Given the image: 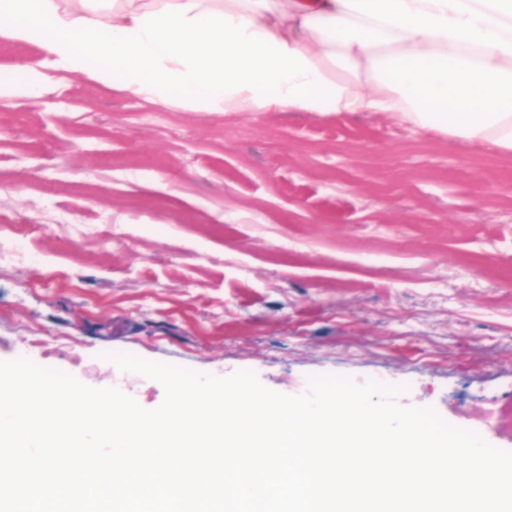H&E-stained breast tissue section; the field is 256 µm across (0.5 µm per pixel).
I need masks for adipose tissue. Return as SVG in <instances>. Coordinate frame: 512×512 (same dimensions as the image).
<instances>
[{
  "instance_id": "ef3b65f1",
  "label": "adipose tissue",
  "mask_w": 512,
  "mask_h": 512,
  "mask_svg": "<svg viewBox=\"0 0 512 512\" xmlns=\"http://www.w3.org/2000/svg\"><path fill=\"white\" fill-rule=\"evenodd\" d=\"M0 96L77 76L202 112L390 114L512 156V0H0ZM0 65L13 66L17 63L29 61L37 56V51L32 48L17 45L11 41L0 39Z\"/></svg>"
}]
</instances>
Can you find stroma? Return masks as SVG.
Returning a JSON list of instances; mask_svg holds the SVG:
<instances>
[{"instance_id": "1", "label": "stroma", "mask_w": 512, "mask_h": 512, "mask_svg": "<svg viewBox=\"0 0 512 512\" xmlns=\"http://www.w3.org/2000/svg\"><path fill=\"white\" fill-rule=\"evenodd\" d=\"M114 353L404 386L512 452V157L379 114L167 109L81 78L0 97V361L146 409Z\"/></svg>"}]
</instances>
